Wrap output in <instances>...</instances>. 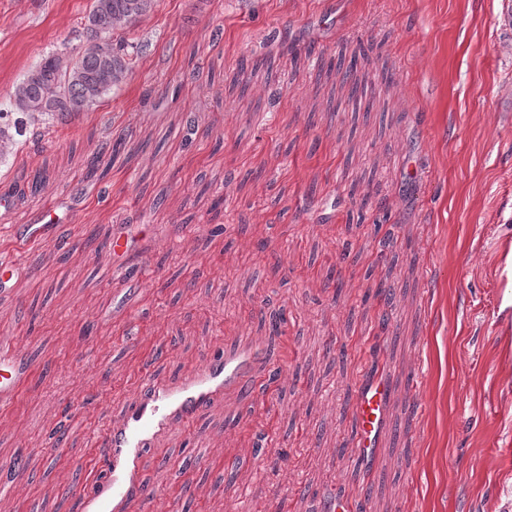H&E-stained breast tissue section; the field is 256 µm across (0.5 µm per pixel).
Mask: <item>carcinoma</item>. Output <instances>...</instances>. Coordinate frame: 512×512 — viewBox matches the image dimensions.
Listing matches in <instances>:
<instances>
[{
	"mask_svg": "<svg viewBox=\"0 0 512 512\" xmlns=\"http://www.w3.org/2000/svg\"><path fill=\"white\" fill-rule=\"evenodd\" d=\"M155 0H93L92 8L75 30L78 51H70V43L45 53L41 60L19 82L11 95V109L0 111V120L14 123L15 135L8 136L0 128V152L22 143L34 127L48 129L63 125L88 111L131 73L138 47L121 41L110 52L101 51L99 34L125 31L148 14ZM359 60L352 57L343 71L342 85L347 97H358L356 78Z\"/></svg>",
	"mask_w": 512,
	"mask_h": 512,
	"instance_id": "1",
	"label": "carcinoma"
}]
</instances>
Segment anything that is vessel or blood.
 I'll list each match as a JSON object with an SVG mask.
<instances>
[{
    "instance_id": "obj_1",
    "label": "vessel or blood",
    "mask_w": 512,
    "mask_h": 512,
    "mask_svg": "<svg viewBox=\"0 0 512 512\" xmlns=\"http://www.w3.org/2000/svg\"><path fill=\"white\" fill-rule=\"evenodd\" d=\"M114 272L122 299L129 305L145 277L159 274L157 266L147 261L137 267L120 265ZM271 369L265 342L250 336L230 348L225 347L223 338H216L206 348L202 362L177 377L144 373L131 391L119 396V412L104 416L101 428L90 437L91 446L104 452L108 473L90 490H73L76 512H175V504L158 497L147 484L148 459L176 428L192 423L201 411L222 407L225 395L255 399L258 386ZM32 372L33 364L17 338L1 334V410L15 402ZM389 397L382 384L360 394L355 423L363 444H372Z\"/></svg>"
}]
</instances>
